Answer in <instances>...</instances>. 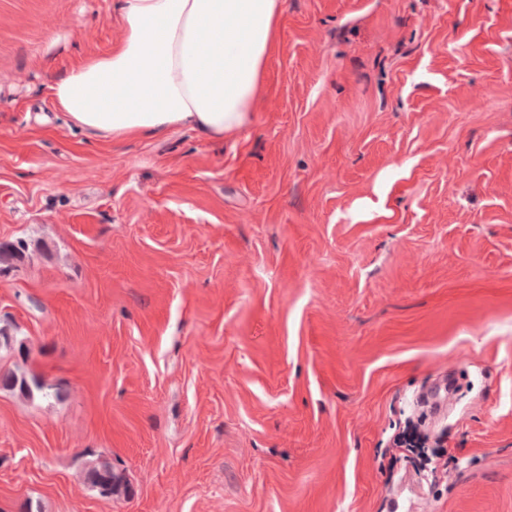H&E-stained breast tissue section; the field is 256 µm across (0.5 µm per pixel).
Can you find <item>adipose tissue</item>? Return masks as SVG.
Returning <instances> with one entry per match:
<instances>
[{"label":"adipose tissue","instance_id":"1","mask_svg":"<svg viewBox=\"0 0 512 512\" xmlns=\"http://www.w3.org/2000/svg\"><path fill=\"white\" fill-rule=\"evenodd\" d=\"M283 0H120L125 35L54 79L74 125L121 140L178 128L223 140L254 122Z\"/></svg>","mask_w":512,"mask_h":512}]
</instances>
